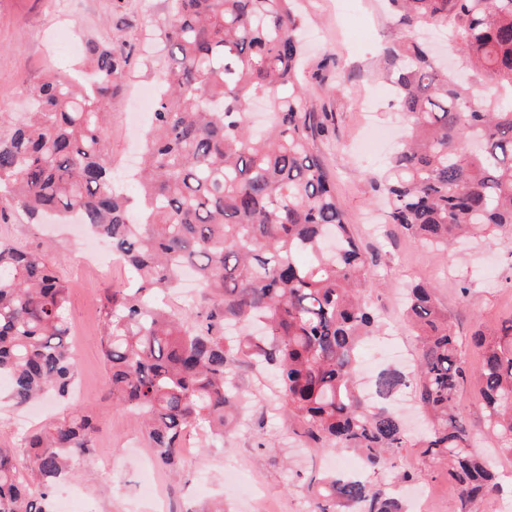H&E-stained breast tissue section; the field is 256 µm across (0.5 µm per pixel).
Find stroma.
<instances>
[{"label": "stroma", "instance_id": "stroma-1", "mask_svg": "<svg viewBox=\"0 0 512 512\" xmlns=\"http://www.w3.org/2000/svg\"><path fill=\"white\" fill-rule=\"evenodd\" d=\"M297 8L308 31L300 78L310 110L321 113L325 125L314 147L356 236L373 254L371 270L379 282L369 301L384 328L379 341L362 347L363 364L386 366L397 346L416 360L418 341L406 322L402 297L408 284L422 282L434 287L459 337L463 359L477 367L481 357L470 344L471 334L494 332L512 313V258L482 239L436 251L415 245L396 225L378 221L380 204L370 175L384 170L405 131L404 115L385 93L393 69L386 50L401 39V30L384 0H298ZM165 16V0H0V113L27 112L28 89L50 73L79 65L82 58L71 55V46H84L89 39L125 42L130 65L107 106L105 146L116 173L124 177L125 191L135 194V183L126 177L137 156L134 114L142 109L140 92L158 85L166 65L168 48L157 38ZM0 241L46 250L69 288L77 383L83 389L76 405L92 416L95 431L91 453L74 460L60 490L74 494L73 512H83L89 503L97 512H152V502L137 491L142 468L154 466L155 453L140 416L114 403L100 348V304L119 280L120 268L108 275L82 269L76 235L58 224L30 223L8 206L0 208ZM236 371L248 395L240 425L212 443L187 428L177 471L157 468L167 512H209L220 501L232 512H255L245 497L249 485L257 495L270 497L275 512H312L305 481L330 469V453L310 448L250 358H239ZM477 395L476 382H468L460 410L472 427L475 451L488 457L498 473L500 489L476 502L474 510L512 512V457L499 452ZM68 411L65 404L18 408L1 403L0 448L24 460V434ZM404 471L422 473L419 487L432 491L433 512H451L457 491L420 449H403L393 466L371 479L388 487Z\"/></svg>", "mask_w": 512, "mask_h": 512}]
</instances>
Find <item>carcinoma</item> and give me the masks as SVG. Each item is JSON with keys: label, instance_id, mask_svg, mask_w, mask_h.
I'll return each mask as SVG.
<instances>
[{"label": "carcinoma", "instance_id": "cac0c4a2", "mask_svg": "<svg viewBox=\"0 0 512 512\" xmlns=\"http://www.w3.org/2000/svg\"><path fill=\"white\" fill-rule=\"evenodd\" d=\"M164 91L136 173L137 197L114 184L106 106L129 65L123 47L86 42L92 77L55 74L30 88L33 111L0 113V190L29 218L72 216L131 272L103 304L107 384L145 418L157 463L176 468L185 429L213 439L237 421L236 357L276 371L279 397L316 448L350 450L364 469L402 448L446 465L455 512L497 489L459 411L476 378L488 431L512 453V315L472 342V372L430 285L408 288L420 343L412 375L380 371L377 399L358 388L359 350L381 333L368 303L370 256L351 232L314 149L318 123L296 77L303 20L295 0H167ZM406 36L388 54L410 131L373 178L384 220L441 249L512 228V0H387ZM442 31L459 58L441 66L415 38ZM190 268L212 297L206 312H171L157 297ZM68 286L45 256L0 241V379L17 406L65 400L76 375ZM405 388L427 416L412 439L390 407ZM83 410L25 437L28 465L0 449V512H53L54 488L91 447ZM314 512H404L365 475L308 484Z\"/></svg>", "mask_w": 512, "mask_h": 512}]
</instances>
